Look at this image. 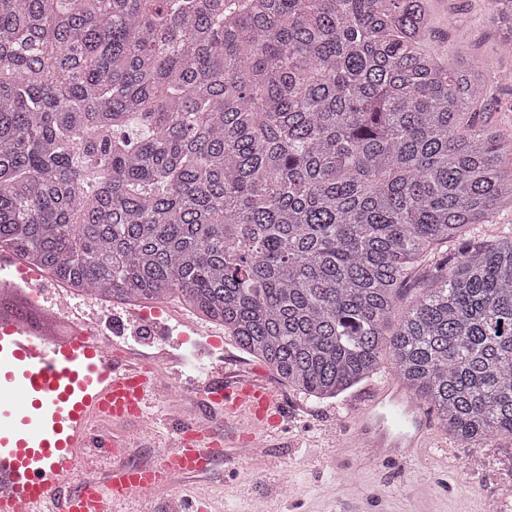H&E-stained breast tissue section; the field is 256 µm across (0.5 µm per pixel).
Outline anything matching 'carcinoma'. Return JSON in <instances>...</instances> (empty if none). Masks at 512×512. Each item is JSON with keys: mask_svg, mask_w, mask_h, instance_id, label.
Segmentation results:
<instances>
[{"mask_svg": "<svg viewBox=\"0 0 512 512\" xmlns=\"http://www.w3.org/2000/svg\"><path fill=\"white\" fill-rule=\"evenodd\" d=\"M429 23L426 0H0V248L78 295H174L315 398L386 357L457 440H512V227L474 233L512 140Z\"/></svg>", "mask_w": 512, "mask_h": 512, "instance_id": "1", "label": "carcinoma"}]
</instances>
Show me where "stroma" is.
<instances>
[{"instance_id":"35a3bbf8","label":"stroma","mask_w":512,"mask_h":512,"mask_svg":"<svg viewBox=\"0 0 512 512\" xmlns=\"http://www.w3.org/2000/svg\"><path fill=\"white\" fill-rule=\"evenodd\" d=\"M428 5L430 47L447 62L460 51L483 60L493 78V103L483 118L512 134V91L494 81L512 71V46L501 42L486 0H428ZM54 294L66 297L68 306L80 307L100 328H111L113 340L132 357L150 361L169 353L179 358V365L165 372L180 375L181 398H159L151 408L157 419L175 421L188 413L206 418L191 388L201 370L219 363L230 371L260 365L228 335H215L214 324L202 319L198 334L182 340L183 322L190 313L175 298L138 307L146 315H159L169 327V336L158 340L149 328L129 320V305L73 296L63 287ZM399 383L385 363L335 398L318 399L284 388L287 428L258 448L255 461L238 457L220 462L207 475L123 504L120 512H175L173 505L181 500L206 503L209 512H349L356 505L363 512H489L495 503L512 512V441L460 442L430 413V445L410 457L373 460L365 447H345L356 411L382 386ZM285 482L290 491L284 496L280 486Z\"/></svg>"}]
</instances>
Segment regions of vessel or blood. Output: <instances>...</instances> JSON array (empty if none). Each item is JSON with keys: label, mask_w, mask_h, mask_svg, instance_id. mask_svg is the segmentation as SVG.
<instances>
[{"label": "vessel or blood", "mask_w": 512, "mask_h": 512, "mask_svg": "<svg viewBox=\"0 0 512 512\" xmlns=\"http://www.w3.org/2000/svg\"><path fill=\"white\" fill-rule=\"evenodd\" d=\"M69 330L31 329L24 314L0 313V391L19 390L21 404L0 403V512H116L117 506L177 480L208 473L222 458L240 455L285 429L288 409L281 391L261 370L208 371L197 392L223 411L224 422L169 425L156 454L158 462L143 468L130 462L122 438H95L90 419L113 424L147 416L158 385L154 363L113 362L95 324L77 309L66 313ZM358 436H371L379 456L409 453L426 438L417 405L385 386L357 415ZM107 460L108 479H78L64 488L62 472L73 470L87 454Z\"/></svg>", "instance_id": "vessel-or-blood-1"}]
</instances>
